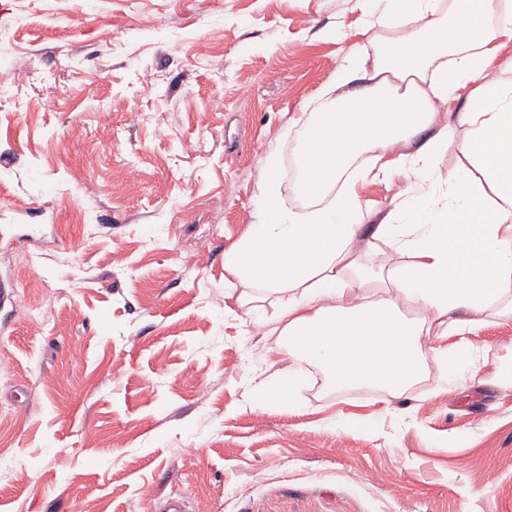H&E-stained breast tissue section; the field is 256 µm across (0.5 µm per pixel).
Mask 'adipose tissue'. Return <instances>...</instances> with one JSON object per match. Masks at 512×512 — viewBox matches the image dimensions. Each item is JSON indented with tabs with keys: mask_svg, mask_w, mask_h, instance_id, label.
<instances>
[{
	"mask_svg": "<svg viewBox=\"0 0 512 512\" xmlns=\"http://www.w3.org/2000/svg\"><path fill=\"white\" fill-rule=\"evenodd\" d=\"M461 2L369 0L368 25L386 38L372 57L350 53L314 114L296 119L303 210L282 206L269 155L259 221L224 254L225 272L272 295L253 321L273 353L321 369L328 386L398 395L422 372V337L512 313V78L492 74L512 44V0ZM448 149L461 161L450 174L436 166ZM399 170L410 188L364 218L365 186ZM367 222V248L387 242L402 257L380 287L354 275Z\"/></svg>",
	"mask_w": 512,
	"mask_h": 512,
	"instance_id": "obj_1",
	"label": "adipose tissue"
}]
</instances>
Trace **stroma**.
<instances>
[{"label": "stroma", "mask_w": 512, "mask_h": 512, "mask_svg": "<svg viewBox=\"0 0 512 512\" xmlns=\"http://www.w3.org/2000/svg\"><path fill=\"white\" fill-rule=\"evenodd\" d=\"M366 10L0 0V278L33 309L0 308V512H512L511 317L448 336L472 378L433 338L397 397L313 370L296 407L252 401L273 339L228 298L224 253L257 220L268 152L302 207L291 120L378 37ZM25 224L34 241L6 246ZM434 351L443 357L444 363L446 367H448L449 375L451 376H454L461 368H467L472 373H477L481 369L478 360L470 353L457 350L448 351V347L434 348Z\"/></svg>", "instance_id": "obj_1"}]
</instances>
